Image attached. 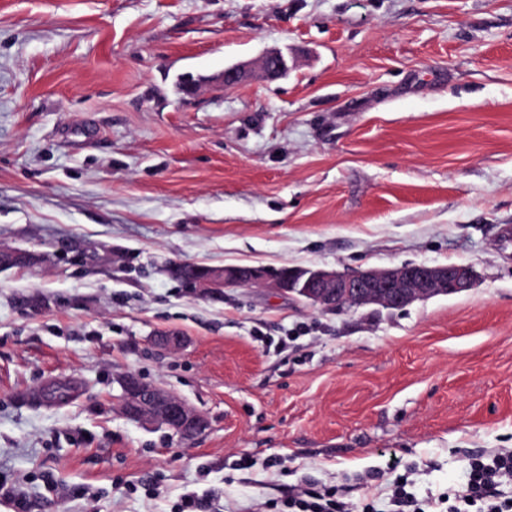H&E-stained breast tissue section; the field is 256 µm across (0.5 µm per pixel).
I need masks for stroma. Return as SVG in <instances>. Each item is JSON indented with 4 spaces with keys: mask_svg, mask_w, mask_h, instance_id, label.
Here are the masks:
<instances>
[{
    "mask_svg": "<svg viewBox=\"0 0 512 512\" xmlns=\"http://www.w3.org/2000/svg\"><path fill=\"white\" fill-rule=\"evenodd\" d=\"M271 49L276 81L177 86ZM508 231L512 0H0V247L34 257L0 269V475L31 512H288L402 474L444 512L472 455L512 451ZM176 262L479 282L326 312ZM125 374L204 433L128 419ZM335 494L329 489L322 491L306 490L303 495L295 497L291 506L301 509L299 512H350L344 503L336 501Z\"/></svg>",
    "mask_w": 512,
    "mask_h": 512,
    "instance_id": "35a3bbf8",
    "label": "stroma"
}]
</instances>
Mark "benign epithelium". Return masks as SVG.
<instances>
[{
    "instance_id": "7a95c632",
    "label": "benign epithelium",
    "mask_w": 512,
    "mask_h": 512,
    "mask_svg": "<svg viewBox=\"0 0 512 512\" xmlns=\"http://www.w3.org/2000/svg\"><path fill=\"white\" fill-rule=\"evenodd\" d=\"M288 70V58L279 50H269L253 65L225 68L215 83L227 89L253 77L276 81ZM188 284L212 291L226 286L271 288L323 311L367 306L399 310L417 301L468 291L477 284V274L466 264L404 263L353 273L288 265L274 271L254 266L196 265ZM120 385L122 410L136 422L166 429L181 441L194 439L207 427L201 414L157 384L129 374L120 379Z\"/></svg>"
}]
</instances>
